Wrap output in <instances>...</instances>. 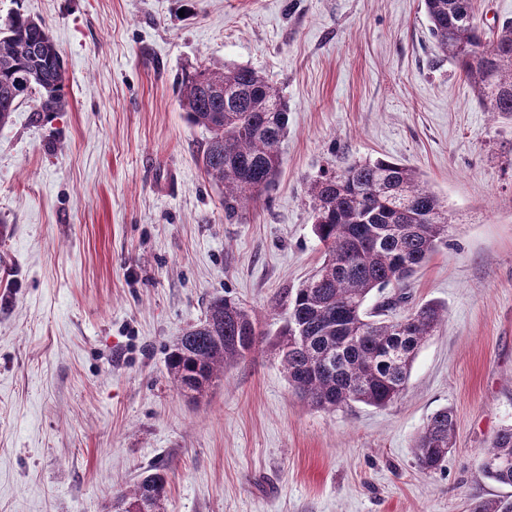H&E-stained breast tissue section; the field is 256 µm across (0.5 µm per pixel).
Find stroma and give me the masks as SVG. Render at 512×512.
<instances>
[{
    "mask_svg": "<svg viewBox=\"0 0 512 512\" xmlns=\"http://www.w3.org/2000/svg\"><path fill=\"white\" fill-rule=\"evenodd\" d=\"M45 22L66 105L22 99L0 127V512H110L153 466L165 512H479L512 500L482 454L512 424V116L439 55L422 0H0ZM260 71L288 101L267 198L225 220L180 107L188 68ZM383 158L448 206V246L392 318L446 317L406 394L326 411L272 347L323 259L308 194L327 168ZM264 332L207 394H179L166 349L209 301ZM453 410L440 469L415 463ZM455 415L447 407L433 413L414 439L412 448L422 470L438 469L452 448L455 436Z\"/></svg>",
    "mask_w": 512,
    "mask_h": 512,
    "instance_id": "1",
    "label": "stroma"
}]
</instances>
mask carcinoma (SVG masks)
<instances>
[{"label": "carcinoma", "instance_id": "1", "mask_svg": "<svg viewBox=\"0 0 512 512\" xmlns=\"http://www.w3.org/2000/svg\"><path fill=\"white\" fill-rule=\"evenodd\" d=\"M423 2L439 53L456 65L485 111L511 116L512 21L489 35L474 0ZM32 91L39 96L37 111H62L63 60L45 23L15 13L0 25V126ZM178 93L187 121L207 134L202 170L222 190L224 217L231 220L275 185L288 135V101L244 65L185 71ZM309 194L324 260L289 300L275 350L289 386L309 405L329 411L353 402L386 407L406 392L416 353L443 311L425 303L390 320L386 312L402 297L371 310L366 303L375 290L405 285L448 245V207L416 169L385 159L325 171L311 182ZM260 336L246 307L226 295L213 298L204 320L168 346L171 383L198 399L224 368L256 348ZM455 427L446 407L430 416L412 445L421 469L441 466ZM480 469L512 486V425L496 433ZM167 485L163 469H150L113 500V512H165Z\"/></svg>", "mask_w": 512, "mask_h": 512}]
</instances>
